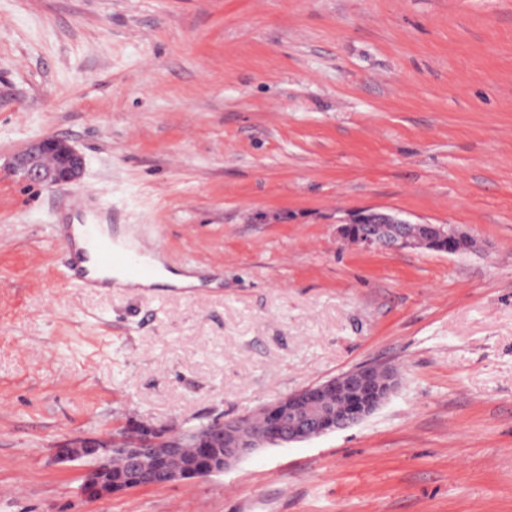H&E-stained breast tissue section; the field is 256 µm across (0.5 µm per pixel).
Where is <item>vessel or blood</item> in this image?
Segmentation results:
<instances>
[{"mask_svg": "<svg viewBox=\"0 0 512 512\" xmlns=\"http://www.w3.org/2000/svg\"><path fill=\"white\" fill-rule=\"evenodd\" d=\"M58 241L66 257L67 281L82 288H108L112 285L107 273L119 270L129 277L147 282L154 278L155 265L132 252L128 246L106 238L95 237L92 225H85L81 237H74L69 228H62Z\"/></svg>", "mask_w": 512, "mask_h": 512, "instance_id": "vessel-or-blood-1", "label": "vessel or blood"}]
</instances>
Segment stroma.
<instances>
[{"label":"stroma","mask_w":512,"mask_h":512,"mask_svg":"<svg viewBox=\"0 0 512 512\" xmlns=\"http://www.w3.org/2000/svg\"><path fill=\"white\" fill-rule=\"evenodd\" d=\"M55 136L74 185L7 168ZM359 209L479 249H363ZM106 224L204 288H77ZM360 424L91 501L58 442L244 416L357 365ZM0 512H512V0H0Z\"/></svg>","instance_id":"stroma-1"}]
</instances>
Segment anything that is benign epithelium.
I'll list each match as a JSON object with an SVG mask.
<instances>
[{
	"label": "benign epithelium",
	"instance_id": "obj_1",
	"mask_svg": "<svg viewBox=\"0 0 512 512\" xmlns=\"http://www.w3.org/2000/svg\"><path fill=\"white\" fill-rule=\"evenodd\" d=\"M9 168L25 181L53 187L77 183L84 171V158L68 141L45 136L30 141L14 154ZM352 224L367 225L365 231L354 236L355 243L363 248L410 249L416 246L420 233L439 242L436 251L458 253L460 232L449 225L413 224L396 214L362 209L351 213L338 226V233L346 236ZM376 372L382 376L385 391L393 393L399 385V375L392 368L363 364L267 405L269 425L263 430L246 419L216 417L188 431L183 439L166 440L164 446L154 448L143 447L137 435L115 442L110 433L82 435L59 443L58 459L62 463L88 462L81 490L92 500L129 491L130 475L142 487L219 475L268 445L286 446L360 423L376 409L365 401L375 388ZM205 444L217 449L206 464L185 454V449ZM117 458L124 465L119 472L112 466Z\"/></svg>",
	"mask_w": 512,
	"mask_h": 512
}]
</instances>
